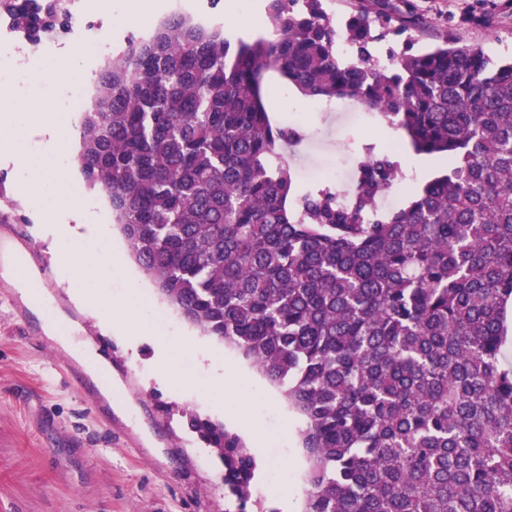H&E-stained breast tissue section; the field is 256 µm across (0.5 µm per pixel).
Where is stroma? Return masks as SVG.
<instances>
[{
  "label": "stroma",
  "instance_id": "35a3bbf8",
  "mask_svg": "<svg viewBox=\"0 0 512 512\" xmlns=\"http://www.w3.org/2000/svg\"><path fill=\"white\" fill-rule=\"evenodd\" d=\"M247 2L232 15L226 0L215 8L209 0H153L151 16L160 21L181 13L197 20L214 11L229 16L235 36H268V29L253 27L265 18L267 0ZM494 3L487 12L480 0H325V7L341 24L356 11H367L381 55L407 47L418 51L451 37L499 59L512 54V0ZM414 14L424 18L423 26L410 25ZM262 95L272 125L299 132L282 145L298 191L334 170L339 190L351 192L363 144H376L399 160L410 150L402 136L380 126L372 110L353 112L336 100L305 97L276 71L264 74ZM0 198L10 200L15 218L0 223V512H238L242 507L277 512L274 492L281 488L288 491V512H302L308 462L299 418L280 389L236 350L225 348V359L236 363L247 381L263 439L252 451L257 470L243 506L224 484L221 461L189 425L193 415L227 419L226 412L207 403L208 376L187 358L183 364L195 377L194 387L170 388L149 378L72 300L57 272L54 249L40 234V216L17 189L13 166L0 164ZM16 254L37 275L51 311L111 361L119 407H110L83 368L47 337L9 272ZM127 275L141 286L148 325L167 337L193 336L213 345V338L188 323L127 255L123 270L103 269L100 279L103 287L117 289Z\"/></svg>",
  "mask_w": 512,
  "mask_h": 512
}]
</instances>
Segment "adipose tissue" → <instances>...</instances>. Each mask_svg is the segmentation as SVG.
Returning <instances> with one entry per match:
<instances>
[{
	"mask_svg": "<svg viewBox=\"0 0 512 512\" xmlns=\"http://www.w3.org/2000/svg\"><path fill=\"white\" fill-rule=\"evenodd\" d=\"M81 48V42H74L71 50L60 61L35 70L31 75L32 84H59L75 89L83 86L84 80L77 73ZM11 273L16 280L22 283V296L39 315L45 332L65 351L84 364L92 382L104 397H111V363L98 354L91 345L75 336L73 330L62 327L53 312L47 310L44 293L28 268L24 257L15 258Z\"/></svg>",
	"mask_w": 512,
	"mask_h": 512,
	"instance_id": "adipose-tissue-1",
	"label": "adipose tissue"
}]
</instances>
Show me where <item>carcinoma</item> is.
<instances>
[{"mask_svg": "<svg viewBox=\"0 0 512 512\" xmlns=\"http://www.w3.org/2000/svg\"><path fill=\"white\" fill-rule=\"evenodd\" d=\"M39 37L54 0H0ZM273 38L183 16L132 34L101 69L75 162L133 257L180 314L237 349L299 416L303 512H512V56L443 43L373 55L367 13L339 31L323 0H269ZM356 96L419 152L454 158L404 208L405 178L362 147L345 202L320 182L294 206L261 75ZM190 427L247 504L256 461L220 423Z\"/></svg>", "mask_w": 512, "mask_h": 512, "instance_id": "obj_1", "label": "carcinoma"}]
</instances>
